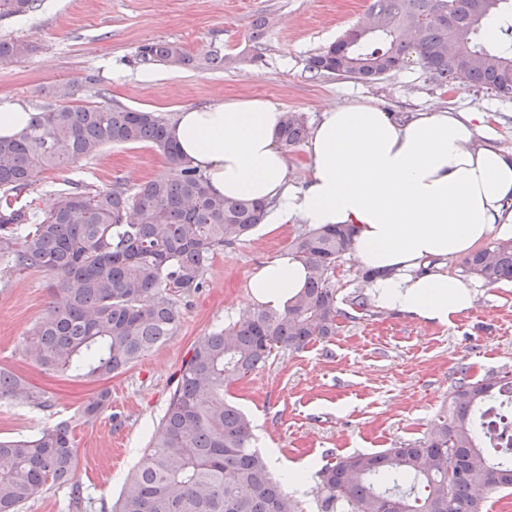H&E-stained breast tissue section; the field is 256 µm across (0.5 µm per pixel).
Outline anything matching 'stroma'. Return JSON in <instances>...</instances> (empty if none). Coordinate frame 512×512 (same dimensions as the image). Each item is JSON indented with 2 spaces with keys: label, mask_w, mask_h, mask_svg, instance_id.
Masks as SVG:
<instances>
[{
  "label": "stroma",
  "mask_w": 512,
  "mask_h": 512,
  "mask_svg": "<svg viewBox=\"0 0 512 512\" xmlns=\"http://www.w3.org/2000/svg\"><path fill=\"white\" fill-rule=\"evenodd\" d=\"M371 0H38L24 16L0 19V39L30 42L26 58L0 63V102L21 101L31 111L53 101L67 83L77 105H110L173 119L186 106L234 96H261L315 123L334 102L371 98L396 117L442 108L491 113L494 144L512 153V100L478 88L440 89L420 69L363 82L317 76L309 57L361 22ZM261 16L274 18L260 60L249 35ZM180 43L197 58L224 55L223 68L144 64L142 45ZM161 156L146 144L110 145L95 157L40 175L24 202L44 211L69 182L95 189L121 182L136 189L165 173ZM298 226L254 229L217 249L202 290L180 302L175 336L108 381L110 406L85 421L79 409L99 385L72 373L41 371L23 355L24 338L52 299L53 278L38 270L0 265V366L44 392L49 407L0 401V437L27 436L69 420L77 475L87 512L112 507L157 430L175 377L194 340L239 321L249 310L253 274L289 249ZM354 256L336 266L339 305L346 310L335 336L299 352H273L270 360L231 389L228 398L252 419L254 444L278 464L326 462L427 437L448 411V390L458 368L481 379L512 371V282L472 279L470 309L446 325L369 305L352 310L365 284Z\"/></svg>",
  "instance_id": "1"
}]
</instances>
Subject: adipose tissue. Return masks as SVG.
<instances>
[{"mask_svg": "<svg viewBox=\"0 0 512 512\" xmlns=\"http://www.w3.org/2000/svg\"><path fill=\"white\" fill-rule=\"evenodd\" d=\"M281 116L267 99L228 97L182 108L168 132L212 193L267 202L265 223L353 228L378 308L440 325L471 308L472 290L448 262L512 238V153L491 143L489 113L399 119L371 98L330 105L311 130L300 184L278 142ZM308 275L282 253L252 276L250 300L284 309Z\"/></svg>", "mask_w": 512, "mask_h": 512, "instance_id": "obj_1", "label": "adipose tissue"}]
</instances>
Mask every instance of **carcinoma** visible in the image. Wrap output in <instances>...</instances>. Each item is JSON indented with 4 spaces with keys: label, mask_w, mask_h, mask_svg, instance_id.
I'll list each match as a JSON object with an SVG mask.
<instances>
[{
    "label": "carcinoma",
    "mask_w": 512,
    "mask_h": 512,
    "mask_svg": "<svg viewBox=\"0 0 512 512\" xmlns=\"http://www.w3.org/2000/svg\"><path fill=\"white\" fill-rule=\"evenodd\" d=\"M37 0H0V19L25 15ZM376 28L347 29L313 55L308 69L360 81L421 68L441 88L484 87L512 99V47L481 34L497 14L512 42V0H371ZM270 20L258 18L250 40L260 57ZM33 46L0 39V62L27 57ZM143 62L194 63L178 43L142 46ZM308 128L297 112L282 114L278 140L292 151ZM146 143L168 173L131 191L116 182L82 184L56 194L41 214L19 198L38 175L94 157L103 147ZM265 206L250 198L212 194L156 112L101 106L49 105L17 136L0 138V261L34 269L55 281L54 301L25 341V356L48 373L73 372L96 381L122 373L175 335L181 298L203 288L216 249L247 237ZM353 249L343 225L300 232L293 254L309 270L301 292L283 310L259 306L219 331L195 339L179 369L155 438L124 485L115 512H303L268 460L253 446L252 424L224 391L265 366L271 352L300 351L336 334V263ZM465 272L487 284L512 282V239L471 253ZM448 416L423 439L372 453L331 456L316 473L320 512H485L478 491L512 490V455L483 447L479 405L512 376L474 380L458 370ZM27 400L46 408L41 392L0 369V401ZM100 389L82 407L93 419L109 405ZM71 424L0 440V512H23L46 486L69 487L70 507L86 509L74 479ZM424 483L423 500L412 497Z\"/></svg>",
    "instance_id": "1"
}]
</instances>
